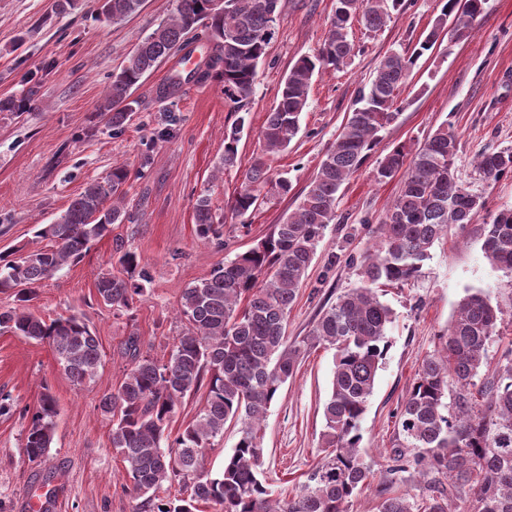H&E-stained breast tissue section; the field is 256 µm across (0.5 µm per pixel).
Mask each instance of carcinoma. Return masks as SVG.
<instances>
[{
  "instance_id": "obj_1",
  "label": "carcinoma",
  "mask_w": 512,
  "mask_h": 512,
  "mask_svg": "<svg viewBox=\"0 0 512 512\" xmlns=\"http://www.w3.org/2000/svg\"><path fill=\"white\" fill-rule=\"evenodd\" d=\"M281 0H224V13L212 12L211 0H177L175 11L160 21L112 76L100 112L115 134L129 117L134 90L142 78L172 53L190 43L203 51L202 61L176 71L159 89L161 101L175 99L190 82L217 80L224 100L239 113L224 132V154L217 171L235 166L238 143L247 122V105L255 92L258 65L267 54L280 14ZM487 0H443L437 23L411 55L391 50L378 62L370 82L358 91L354 108L319 162L314 179L293 213L247 251L215 265L184 289L179 313L186 331L176 338L169 358L160 363L141 352L130 336L123 354L130 368L101 409L112 415V447L125 466L123 488L137 503L134 512H350L354 497L376 485L378 512H512V348L486 377L488 349L508 308L492 304L483 291L459 303L447 335L423 358L397 414V433L388 451L385 473L375 477L366 462L361 423L389 344L391 308L377 290L404 285L421 272L434 243L454 225L470 224L485 208L482 196L456 175L458 136L451 122L441 124L414 149L389 151L374 177H400V191L376 227V242L358 262L359 284L321 309L309 336L335 348L333 378L323 407L321 466L296 494L272 497L263 479L262 424L280 388L296 373L307 342H288V312L297 299L318 244L330 224L338 222L340 190L379 144V132L399 115L396 102L414 62L440 38V22L452 20L456 41L471 36ZM144 0H106L105 14L119 23L138 14ZM404 0H335L326 37L311 56L288 69L280 98L262 130L264 151L255 156L242 182L227 200L231 218H243L264 199L286 195L291 182L270 174L269 155L285 150L300 131L313 77L343 68L355 53L349 39L353 21L366 30L382 29L390 12ZM474 168L484 180L512 174V149L480 153ZM129 172L117 165L100 180L87 183L67 209L36 237L52 242L17 258L0 254V291H15V306L0 312V331L48 343L65 375L77 385L89 382L101 364L97 337L77 315L49 321L33 308L34 285L66 264L81 261L92 244L131 219L124 206ZM197 237L224 248V219L210 199L194 204ZM490 264L512 276V206L499 209L486 224L483 242ZM119 266L97 278L104 304L133 310L152 282L149 264L122 237L112 241ZM206 388L195 419L169 439L166 429L184 397ZM27 421L24 453L42 459L51 448L57 401L46 391L38 405L19 409L0 397V415ZM240 424L222 472L204 469L205 450L224 437L226 423ZM427 477L425 494L415 498L396 492L412 473ZM188 488L186 498L158 497L164 483Z\"/></svg>"
}]
</instances>
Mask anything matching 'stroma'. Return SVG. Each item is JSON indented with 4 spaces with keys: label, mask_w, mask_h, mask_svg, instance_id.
I'll list each match as a JSON object with an SVG mask.
<instances>
[{
    "label": "stroma",
    "mask_w": 512,
    "mask_h": 512,
    "mask_svg": "<svg viewBox=\"0 0 512 512\" xmlns=\"http://www.w3.org/2000/svg\"><path fill=\"white\" fill-rule=\"evenodd\" d=\"M104 3L74 0L61 13L56 0H0V101L27 104L21 112H0V253L17 256L44 247L35 236L39 225L51 223L86 182L116 165L130 171L126 204L133 215L132 222L113 225L79 263L34 290L37 314H76L95 332L102 362L91 382L73 385L48 343L0 333V393L32 408L47 390L59 409L53 443L38 463L23 453L24 421L0 415V512H26L24 499L32 491L51 492L45 512H133L135 500L123 489L122 463L110 442L112 417L100 407L128 366L121 354L125 340L137 336L145 354L168 359L186 327L179 315L184 288L224 258L251 248L295 208L378 60L391 50L412 52L442 7L440 0H406L379 31L354 25L355 55L342 69L315 77L300 132L271 158L273 173L288 175L291 192L269 197L244 223L226 222L219 251L195 235V200L208 196L216 216H223L228 197L263 149L260 131L289 66L319 49L335 0H283L275 36L258 66L236 164L220 175L214 168L235 115L214 80L183 86L171 113H164L156 95L173 59L135 89L134 110L122 133L113 134L98 110L111 77L154 25L172 14L176 0H145L140 13L118 24L106 19ZM398 105L397 120L381 131L379 144L342 190L341 221L326 229L288 314L289 340L306 338L321 307L355 286L352 260L372 248L373 227L399 192L398 180L374 179L393 146L423 142L451 122L459 141L458 177L483 196L486 213L512 205L511 174L483 181L473 168L482 151L512 148V0H488L472 36L425 52ZM484 228L479 220L453 229L435 242L414 282L382 291L393 311L389 348L362 421L365 459L375 474L387 466L397 413L418 366L438 347L466 292L481 290L502 303L511 294L512 277L493 269L484 255ZM116 236L128 239L153 275L141 301L124 314L103 304L95 287ZM334 357L333 347L309 345L267 412L263 476L274 497L292 496L322 461L323 404Z\"/></svg>",
    "instance_id": "stroma-1"
}]
</instances>
